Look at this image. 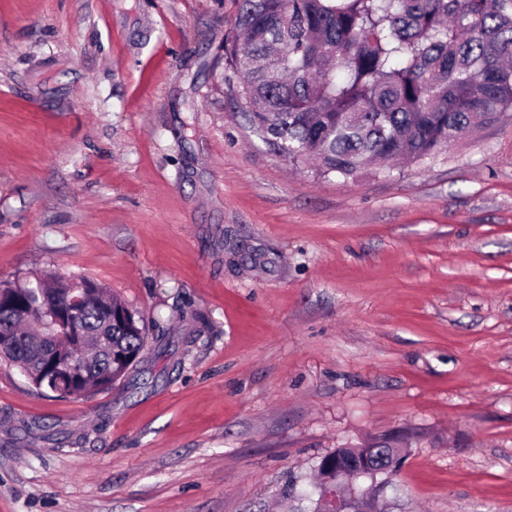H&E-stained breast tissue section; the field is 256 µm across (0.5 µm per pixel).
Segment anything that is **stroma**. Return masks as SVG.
Returning a JSON list of instances; mask_svg holds the SVG:
<instances>
[{
	"instance_id": "35a3bbf8",
	"label": "stroma",
	"mask_w": 512,
	"mask_h": 512,
	"mask_svg": "<svg viewBox=\"0 0 512 512\" xmlns=\"http://www.w3.org/2000/svg\"><path fill=\"white\" fill-rule=\"evenodd\" d=\"M234 13L0 0V281L147 325L105 392L0 360V512H301L323 456L401 433L392 512H512V112L316 177L224 82Z\"/></svg>"
}]
</instances>
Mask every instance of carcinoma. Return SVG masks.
I'll return each instance as SVG.
<instances>
[{
  "instance_id": "obj_1",
  "label": "carcinoma",
  "mask_w": 512,
  "mask_h": 512,
  "mask_svg": "<svg viewBox=\"0 0 512 512\" xmlns=\"http://www.w3.org/2000/svg\"><path fill=\"white\" fill-rule=\"evenodd\" d=\"M224 41V81L236 83L250 127L294 166L315 162L319 176L356 177L377 160L410 164L438 155L476 121L512 111V0H233ZM88 287L81 324L92 362L112 378H90L102 392L123 378L146 341L144 319L104 285L43 274L27 284V306L40 288L64 294ZM22 308L0 309V358L47 391L40 373L41 333ZM112 337V356L94 339ZM389 446L371 438L338 448L351 457Z\"/></svg>"
}]
</instances>
